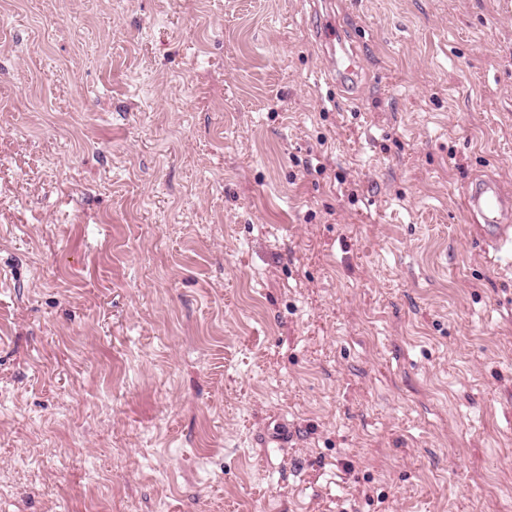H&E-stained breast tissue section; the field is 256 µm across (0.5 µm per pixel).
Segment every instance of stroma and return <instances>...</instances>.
I'll return each instance as SVG.
<instances>
[{"label":"stroma","instance_id":"obj_1","mask_svg":"<svg viewBox=\"0 0 512 512\" xmlns=\"http://www.w3.org/2000/svg\"><path fill=\"white\" fill-rule=\"evenodd\" d=\"M476 178L512 0H0V512H512Z\"/></svg>","mask_w":512,"mask_h":512}]
</instances>
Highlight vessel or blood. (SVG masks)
Instances as JSON below:
<instances>
[{"label": "vessel or blood", "instance_id": "1", "mask_svg": "<svg viewBox=\"0 0 512 512\" xmlns=\"http://www.w3.org/2000/svg\"><path fill=\"white\" fill-rule=\"evenodd\" d=\"M464 207L480 217L476 230L494 246L512 241V193L499 182H481L469 187L464 195Z\"/></svg>", "mask_w": 512, "mask_h": 512}]
</instances>
